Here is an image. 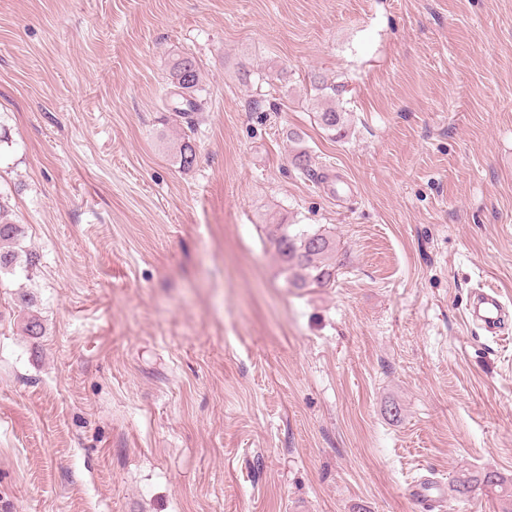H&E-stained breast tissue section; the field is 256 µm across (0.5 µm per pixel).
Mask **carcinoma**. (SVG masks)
<instances>
[{
    "instance_id": "obj_1",
    "label": "carcinoma",
    "mask_w": 512,
    "mask_h": 512,
    "mask_svg": "<svg viewBox=\"0 0 512 512\" xmlns=\"http://www.w3.org/2000/svg\"><path fill=\"white\" fill-rule=\"evenodd\" d=\"M200 84V72L194 58L183 56L171 66L166 91L161 96L162 106L173 112L186 124L187 133L180 136L173 147V158L179 167L191 169L197 159V144L194 138L193 114L200 110L201 102L196 98ZM317 96L323 103L316 111L321 128L332 138L347 135L344 112L336 108V85L324 79L315 85ZM21 238L20 225L10 218V208L0 197V272L14 271L19 258ZM274 245L281 271L287 281L298 288L312 286L323 288L333 278V267L328 260L335 250L332 236L321 230H305L292 224L276 225ZM479 482L492 489H504L507 479L494 470H485L476 476L456 480L455 492L459 500L467 499L472 484Z\"/></svg>"
}]
</instances>
